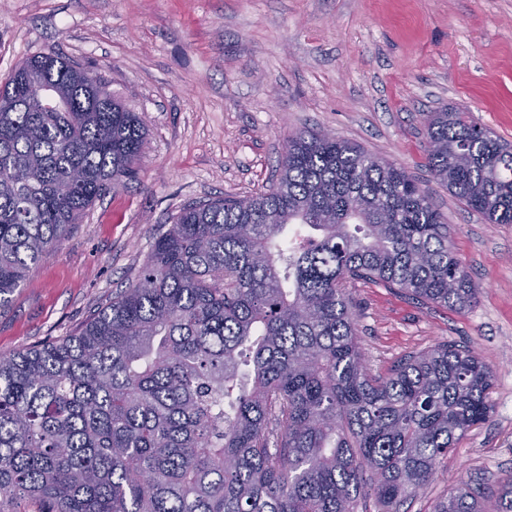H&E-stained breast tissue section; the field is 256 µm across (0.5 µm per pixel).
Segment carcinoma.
I'll return each mask as SVG.
<instances>
[{
	"label": "carcinoma",
	"mask_w": 512,
	"mask_h": 512,
	"mask_svg": "<svg viewBox=\"0 0 512 512\" xmlns=\"http://www.w3.org/2000/svg\"><path fill=\"white\" fill-rule=\"evenodd\" d=\"M64 93L49 109L34 88ZM434 178L512 224V143L424 113ZM141 117L50 49L0 83V310L136 174ZM464 312L478 288L405 169L324 132L288 140L265 192L183 206L136 279L72 336L0 355V512H399L494 413L467 345L364 365L347 283ZM512 512V475L493 491ZM433 512H485L464 484Z\"/></svg>",
	"instance_id": "cac0c4a2"
}]
</instances>
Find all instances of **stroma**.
Returning a JSON list of instances; mask_svg holds the SVG:
<instances>
[{
	"label": "stroma",
	"instance_id": "stroma-1",
	"mask_svg": "<svg viewBox=\"0 0 512 512\" xmlns=\"http://www.w3.org/2000/svg\"><path fill=\"white\" fill-rule=\"evenodd\" d=\"M56 48L143 119L135 180L107 192L0 311V354L74 333L134 279L179 209L269 188L288 138L322 131L413 175L479 289L462 313L351 287L367 366L468 344L492 368L474 426L400 512L512 474V224H488L425 165L423 115L471 113L512 142V0H0V81Z\"/></svg>",
	"mask_w": 512,
	"mask_h": 512
}]
</instances>
